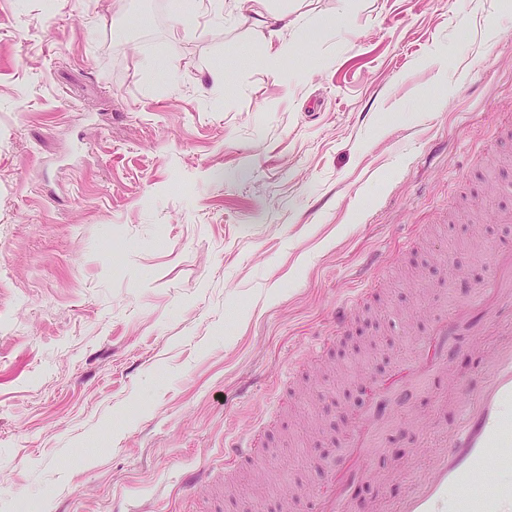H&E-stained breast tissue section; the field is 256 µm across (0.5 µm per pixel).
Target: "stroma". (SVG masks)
Returning <instances> with one entry per match:
<instances>
[{"label": "stroma", "mask_w": 512, "mask_h": 512, "mask_svg": "<svg viewBox=\"0 0 512 512\" xmlns=\"http://www.w3.org/2000/svg\"><path fill=\"white\" fill-rule=\"evenodd\" d=\"M125 8L117 43L114 0H0V512H282L338 464L368 378L512 242V14L288 0L309 60L221 91L212 62L259 29L204 16L176 40L168 0ZM452 393L432 375L393 402L354 512L423 475ZM276 413L266 470L226 471L225 437ZM369 288H359L357 294L348 300L343 306L336 310V336L346 333L350 326L352 318H354L358 306L360 305L359 299Z\"/></svg>", "instance_id": "stroma-1"}]
</instances>
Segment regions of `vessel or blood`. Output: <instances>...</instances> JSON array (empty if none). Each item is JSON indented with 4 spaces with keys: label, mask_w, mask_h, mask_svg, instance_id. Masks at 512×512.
<instances>
[{
    "label": "vessel or blood",
    "mask_w": 512,
    "mask_h": 512,
    "mask_svg": "<svg viewBox=\"0 0 512 512\" xmlns=\"http://www.w3.org/2000/svg\"><path fill=\"white\" fill-rule=\"evenodd\" d=\"M507 312L512 314V248L501 252L491 287H477L466 303L437 317L431 327L432 343H419L412 351L408 365L415 372H422L430 345L436 350V369L445 371L452 353L448 339L458 326L477 320L497 334L483 351L481 385L455 381L457 398L438 400V408L452 413L453 423L435 449L425 454L421 479L399 500L381 506L380 512H512V490H491L494 470L489 464L494 453L512 449V322L502 321ZM388 417L387 393L379 382L366 407L353 415L351 438L338 468L328 470L317 492L296 490L286 504L288 512H351L352 484ZM260 446L256 434L231 438L224 444V458L248 463Z\"/></svg>",
    "instance_id": "obj_1"
}]
</instances>
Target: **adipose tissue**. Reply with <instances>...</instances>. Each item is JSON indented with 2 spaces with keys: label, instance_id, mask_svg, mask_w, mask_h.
Masks as SVG:
<instances>
[{
  "label": "adipose tissue",
  "instance_id": "obj_1",
  "mask_svg": "<svg viewBox=\"0 0 512 512\" xmlns=\"http://www.w3.org/2000/svg\"><path fill=\"white\" fill-rule=\"evenodd\" d=\"M216 14L229 11L242 22L260 29L264 35L262 46L241 43L225 52L224 60L214 65L209 76L214 88L225 85L229 72L252 59H260L270 71H278L283 62L294 54V44L288 39V30L294 22L288 16L286 8L276 4L275 0H210Z\"/></svg>",
  "mask_w": 512,
  "mask_h": 512
}]
</instances>
